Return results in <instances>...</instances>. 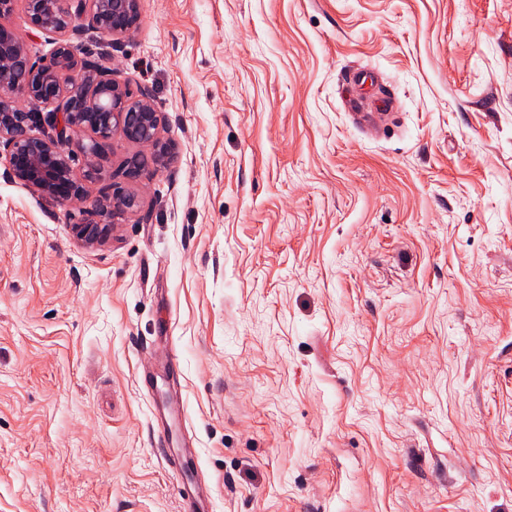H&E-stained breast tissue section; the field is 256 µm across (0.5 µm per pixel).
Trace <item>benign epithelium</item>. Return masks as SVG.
<instances>
[{
	"instance_id": "7a95c632",
	"label": "benign epithelium",
	"mask_w": 512,
	"mask_h": 512,
	"mask_svg": "<svg viewBox=\"0 0 512 512\" xmlns=\"http://www.w3.org/2000/svg\"><path fill=\"white\" fill-rule=\"evenodd\" d=\"M55 0H24L34 30L58 34L50 58L37 62L27 54L23 40L0 24V146L7 151L13 176L33 193L77 206L85 219L72 225L78 243L92 248L112 236L113 223L141 210L140 196L121 182L112 192L88 202L83 182L99 175L96 159L106 142L118 135L125 141L149 147L152 160L161 164L169 146L159 137L161 115L148 89L133 87L108 69L78 56L75 40L88 30L114 40L131 35L138 21V0H77L75 11L58 24ZM47 99L56 103L50 124L58 130L55 139L32 134L37 114L22 101ZM72 132L87 137L75 139ZM87 160L83 178L74 174L70 159L76 154ZM135 152L126 157L121 176L126 181L142 177L148 163ZM109 216V223L98 221Z\"/></svg>"
}]
</instances>
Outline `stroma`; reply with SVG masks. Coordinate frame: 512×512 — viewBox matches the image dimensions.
I'll use <instances>...</instances> for the list:
<instances>
[{
  "instance_id": "1",
  "label": "stroma",
  "mask_w": 512,
  "mask_h": 512,
  "mask_svg": "<svg viewBox=\"0 0 512 512\" xmlns=\"http://www.w3.org/2000/svg\"><path fill=\"white\" fill-rule=\"evenodd\" d=\"M139 14L78 44L163 116L141 213L0 158V512H512V0Z\"/></svg>"
}]
</instances>
